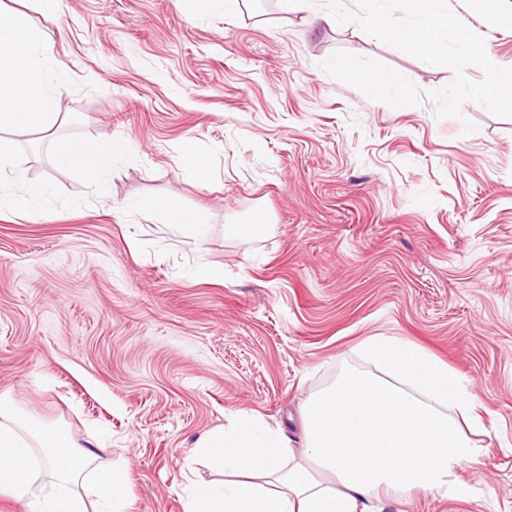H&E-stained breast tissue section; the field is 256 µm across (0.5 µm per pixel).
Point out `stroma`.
<instances>
[{"instance_id": "1", "label": "stroma", "mask_w": 512, "mask_h": 512, "mask_svg": "<svg viewBox=\"0 0 512 512\" xmlns=\"http://www.w3.org/2000/svg\"><path fill=\"white\" fill-rule=\"evenodd\" d=\"M449 2L512 66V26ZM323 3L190 20L182 0H65L48 21L0 0L66 66L53 139L0 130L29 179L55 183L0 217V393L121 469L130 512H184L189 482L221 477L197 440L244 414L302 455L310 398L350 369L383 375L362 348L374 336L434 354L479 401L461 493L381 512H512V120L473 102L437 118L430 94L454 70L324 23ZM338 51L398 71L421 103L331 76ZM110 136L127 151L106 196L57 175L54 141ZM188 140L210 183L183 160ZM131 199L174 200L210 232L175 234Z\"/></svg>"}]
</instances>
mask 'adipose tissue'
<instances>
[{
    "label": "adipose tissue",
    "instance_id": "obj_1",
    "mask_svg": "<svg viewBox=\"0 0 512 512\" xmlns=\"http://www.w3.org/2000/svg\"><path fill=\"white\" fill-rule=\"evenodd\" d=\"M63 65L30 15H0V129L52 135ZM124 141L71 138L56 150L59 175L86 174L104 192ZM53 184L32 181L13 139L0 136V213L28 210ZM130 209L196 240L208 227L169 200H134ZM370 358L389 376L351 371L312 397L305 410L306 455L287 440L259 433L250 417L211 432L196 445L230 478L195 485L185 512H373L371 503L420 490L447 498L460 491L456 473L471 456L458 422L474 417L477 396L447 364L399 337L367 340ZM456 418H449L447 409ZM331 481H324L323 473ZM0 492L24 500L27 512H128L122 470L92 450L63 439L0 396Z\"/></svg>",
    "mask_w": 512,
    "mask_h": 512
}]
</instances>
